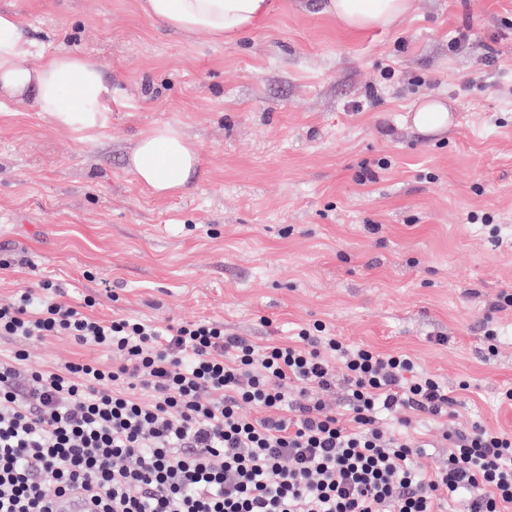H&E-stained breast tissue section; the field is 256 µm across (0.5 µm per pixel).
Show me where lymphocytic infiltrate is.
Here are the masks:
<instances>
[{
	"label": "lymphocytic infiltrate",
	"instance_id": "obj_1",
	"mask_svg": "<svg viewBox=\"0 0 512 512\" xmlns=\"http://www.w3.org/2000/svg\"><path fill=\"white\" fill-rule=\"evenodd\" d=\"M42 279L0 305V512H57L75 494L95 512H512V433L444 431L425 469L410 416L454 399L408 355L351 346L322 324L259 346L218 321L162 328L95 315ZM69 336L118 355L24 370L22 344ZM344 378L345 417L293 394ZM150 392L142 401L138 390ZM264 411L252 417L250 408Z\"/></svg>",
	"mask_w": 512,
	"mask_h": 512
}]
</instances>
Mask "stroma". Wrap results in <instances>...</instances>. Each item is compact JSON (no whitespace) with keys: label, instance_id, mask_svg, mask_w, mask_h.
<instances>
[{"label":"stroma","instance_id":"1","mask_svg":"<svg viewBox=\"0 0 512 512\" xmlns=\"http://www.w3.org/2000/svg\"><path fill=\"white\" fill-rule=\"evenodd\" d=\"M4 10L32 44L23 66L57 50L100 60L112 102L80 134L0 101V253L18 259L0 270V304L48 278L72 301L94 296L107 319L220 321L260 345L323 323L410 355L457 397L455 418H411L425 467L447 457L444 430L512 433V310L498 307L512 290V0H412L399 25L364 33L323 0H272L229 44L172 33L141 0ZM463 30L467 48L450 52ZM428 97L448 106L447 132L409 120ZM166 123L202 167L158 197L130 156ZM26 350L35 369L114 360L66 336Z\"/></svg>","mask_w":512,"mask_h":512}]
</instances>
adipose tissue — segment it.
I'll use <instances>...</instances> for the list:
<instances>
[{
    "label": "adipose tissue",
    "instance_id": "obj_1",
    "mask_svg": "<svg viewBox=\"0 0 512 512\" xmlns=\"http://www.w3.org/2000/svg\"><path fill=\"white\" fill-rule=\"evenodd\" d=\"M412 0H326L325 12L345 28L364 32L398 25ZM144 14L177 33L206 32L231 42L253 30L271 10V0H141ZM23 21L0 12V96L32 101L58 127L90 132L101 127L109 109L100 62L69 52L49 53L34 69L20 60L29 51ZM200 165V151L179 127L164 124L136 144L130 170L155 195L186 190Z\"/></svg>",
    "mask_w": 512,
    "mask_h": 512
}]
</instances>
